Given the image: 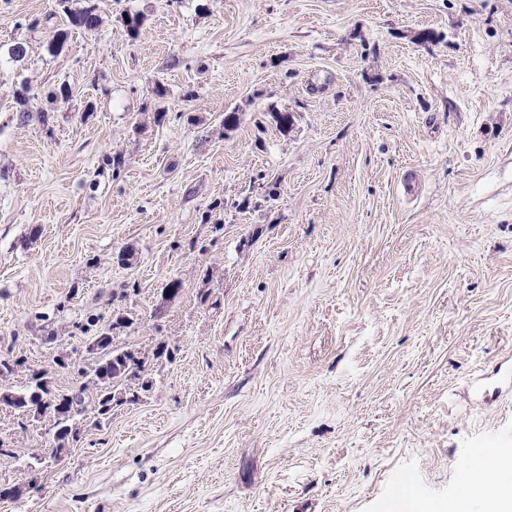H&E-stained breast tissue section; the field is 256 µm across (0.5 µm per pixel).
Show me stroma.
Segmentation results:
<instances>
[{
  "instance_id": "1",
  "label": "stroma",
  "mask_w": 512,
  "mask_h": 512,
  "mask_svg": "<svg viewBox=\"0 0 512 512\" xmlns=\"http://www.w3.org/2000/svg\"><path fill=\"white\" fill-rule=\"evenodd\" d=\"M98 5L56 51L55 0H0V358L77 389L126 313L153 384L59 462L0 409V512H450L512 455L468 388L512 354V0Z\"/></svg>"
}]
</instances>
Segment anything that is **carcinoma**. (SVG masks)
I'll return each instance as SVG.
<instances>
[{"label":"carcinoma","instance_id":"cac0c4a2","mask_svg":"<svg viewBox=\"0 0 512 512\" xmlns=\"http://www.w3.org/2000/svg\"><path fill=\"white\" fill-rule=\"evenodd\" d=\"M56 2L65 14L69 27L56 30L51 42L53 49L64 48L71 28L95 32L101 26L102 17L98 11L96 0H83L84 5L80 7L70 6L71 0H56ZM30 92L31 86L26 81L21 82L13 91V98L19 106L18 119L21 122L30 117V112H28ZM113 341L112 337L106 341V347L110 348L107 359L98 362L89 370L78 371V374L86 378L87 382L77 391L56 389L47 381V378L39 379L33 374V369H28L32 388L15 392L14 406L20 410L30 403L44 400L42 416L53 422L59 446L68 445L73 432L74 417L86 410V402L93 403L94 412L100 419L112 412V399L105 397L102 379L105 378L112 384L120 379L127 381L135 377L141 380L140 389L142 391L149 390L150 381L143 379L142 376V373L145 372V361L134 360L126 353V348L114 347ZM89 388L92 389L90 396L86 395V390Z\"/></svg>","mask_w":512,"mask_h":512}]
</instances>
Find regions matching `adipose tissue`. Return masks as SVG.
<instances>
[{
	"label": "adipose tissue",
	"mask_w": 512,
	"mask_h": 512,
	"mask_svg": "<svg viewBox=\"0 0 512 512\" xmlns=\"http://www.w3.org/2000/svg\"><path fill=\"white\" fill-rule=\"evenodd\" d=\"M463 469L468 478L457 488L452 512H512V459L477 453Z\"/></svg>",
	"instance_id": "adipose-tissue-1"
}]
</instances>
